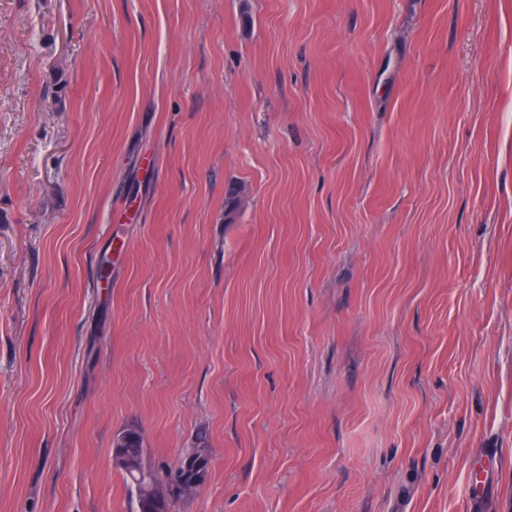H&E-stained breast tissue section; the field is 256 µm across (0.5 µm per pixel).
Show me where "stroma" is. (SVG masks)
Masks as SVG:
<instances>
[{"instance_id":"obj_1","label":"stroma","mask_w":512,"mask_h":512,"mask_svg":"<svg viewBox=\"0 0 512 512\" xmlns=\"http://www.w3.org/2000/svg\"><path fill=\"white\" fill-rule=\"evenodd\" d=\"M130 425L173 512H512V0H0V512ZM122 442L114 448L113 464L130 482L136 496L135 512H149L144 508L147 498L161 505L162 512H171L174 502L182 496L174 488L178 481H198L204 485L208 479L211 464L210 440L205 430H199L177 463L160 477L151 467L144 474H138L130 464L144 459L143 438L136 427H128L122 432Z\"/></svg>"}]
</instances>
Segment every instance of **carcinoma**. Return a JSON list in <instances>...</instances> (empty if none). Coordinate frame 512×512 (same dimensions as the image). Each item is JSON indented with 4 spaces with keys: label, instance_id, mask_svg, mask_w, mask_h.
<instances>
[{
    "label": "carcinoma",
    "instance_id": "cac0c4a2",
    "mask_svg": "<svg viewBox=\"0 0 512 512\" xmlns=\"http://www.w3.org/2000/svg\"><path fill=\"white\" fill-rule=\"evenodd\" d=\"M144 459L143 438L135 427L122 431V442L113 452V464L130 482L136 496L135 512H148L144 508L149 498L161 505L162 512H171L174 502L180 499L174 488L178 481L195 480L206 483L211 464L210 440L206 431H198L192 445L185 449L177 463L168 469L164 476H159L154 470L147 473H137L131 463Z\"/></svg>",
    "mask_w": 512,
    "mask_h": 512
}]
</instances>
